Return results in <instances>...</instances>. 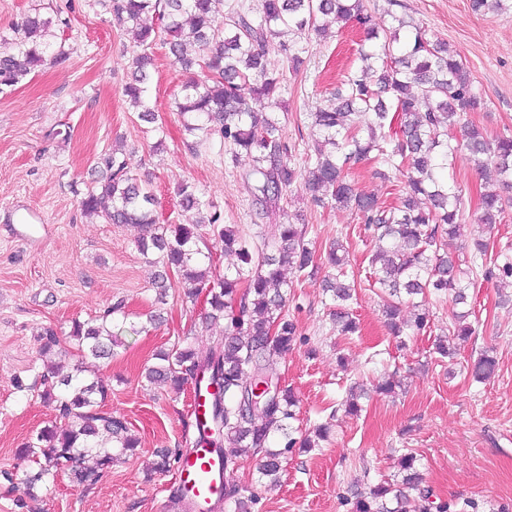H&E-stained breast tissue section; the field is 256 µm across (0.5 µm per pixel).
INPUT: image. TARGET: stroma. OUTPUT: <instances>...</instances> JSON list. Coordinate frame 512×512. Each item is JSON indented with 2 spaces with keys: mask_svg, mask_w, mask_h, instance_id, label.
<instances>
[{
  "mask_svg": "<svg viewBox=\"0 0 512 512\" xmlns=\"http://www.w3.org/2000/svg\"><path fill=\"white\" fill-rule=\"evenodd\" d=\"M376 22L390 25L391 11L407 15L431 39L456 49L484 102L469 119L489 137L512 135V15L477 14L470 0H365ZM52 22L67 61L36 67L13 89L0 93V512H176L171 495L176 471L154 470L157 450L183 447L192 439L190 388L177 391L148 384L144 377L159 350L190 337L206 354L224 336L223 324H206L204 300L190 302L186 284L169 276L165 304L148 283L150 267L137 248L133 224H108L83 211L79 201L101 178L96 163L122 152L131 174L150 181L162 224H193L198 213L179 206L178 188L193 185L202 202L223 223L248 232L284 224L302 215L315 257H325L335 240L346 246L357 279L351 303L360 322L358 335H337L330 317L334 302L323 288L328 265L314 276L288 282L287 310L303 337L279 362L283 382L299 403L291 435L303 439L315 427L329 434L310 451L292 449L282 462L279 482L261 478L257 457L243 454L232 477L256 502L251 512H353L357 498L383 482H401V454L410 452L433 492L434 502H451L461 512H512V288L474 278L469 288L474 332L458 341L453 361L434 351L436 339L452 324L451 299L431 298L425 330L398 339L383 314L384 293L370 286L367 258L377 243L355 214L344 207L316 206L303 187H294L282 209L261 215L244 174L251 161L234 155L223 139L193 146L174 102L189 75L165 48L154 47L156 71L147 99L158 131L145 124L123 94L128 61L136 50L131 34L115 29L94 0H0V39L31 9ZM360 36L345 30L306 45L298 76L277 44L266 57L286 72L275 116L283 138L294 143V162L304 166L312 145L310 114L351 70L360 65ZM352 177L359 189L394 203L403 187L399 172L388 178L369 162ZM461 190L465 211L462 243L479 225L478 191L494 183L492 171H479L467 152L456 155L446 172ZM125 300L115 316L117 343L108 359L78 356L62 362L63 372L83 365L86 374L112 383L108 409L123 416L140 446L126 462L90 486L67 474L39 487L25 508H17L19 481L32 469L17 457L23 442L54 421L56 412L41 396L37 378L44 370L41 335L53 327L67 338L73 321L103 313ZM161 308L164 321L152 327L146 315ZM498 366L486 382H475L467 366L483 351ZM396 375L400 389L373 392V385ZM371 388L358 414L342 403L352 383Z\"/></svg>",
  "mask_w": 512,
  "mask_h": 512,
  "instance_id": "1",
  "label": "stroma"
}]
</instances>
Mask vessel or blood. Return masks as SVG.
Here are the masks:
<instances>
[{
    "label": "vessel or blood",
    "instance_id": "1",
    "mask_svg": "<svg viewBox=\"0 0 512 512\" xmlns=\"http://www.w3.org/2000/svg\"><path fill=\"white\" fill-rule=\"evenodd\" d=\"M177 472L188 491L189 512H209L220 497V458L211 448L201 445L183 457Z\"/></svg>",
    "mask_w": 512,
    "mask_h": 512
}]
</instances>
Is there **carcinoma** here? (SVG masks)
<instances>
[{
    "label": "carcinoma",
    "mask_w": 512,
    "mask_h": 512,
    "mask_svg": "<svg viewBox=\"0 0 512 512\" xmlns=\"http://www.w3.org/2000/svg\"><path fill=\"white\" fill-rule=\"evenodd\" d=\"M112 23L134 33L141 51L133 58L124 92L139 118L153 122L146 107L152 79L153 46L159 44L190 68L197 65L203 78H192L181 87L177 111L191 114L189 132L208 137L219 134L235 153L252 158L245 179L251 183L256 204L268 213L294 185L301 183L318 204L332 200L351 207L360 223L382 246L369 256L373 284L392 297L407 298L414 308L410 320L400 318V307L386 306L385 316L392 335L422 330L430 322L427 294L451 293L456 306L468 303V274H480L512 286V259L487 264L489 242L473 241L470 265L451 250L464 224L460 191L448 185L443 173L457 151L464 150L478 169L492 168L496 187L480 194L478 222L490 231L500 223L504 207L512 204V136L488 139L465 114L483 107L473 90L471 73L461 56L448 43L429 39L425 32L403 17H392L396 25L379 27L364 0H261L254 12L239 6L222 15L218 0H97ZM342 29L357 27L362 33L357 49L361 66L346 76L342 87L328 103L313 113L316 129L314 155L299 169L292 163L295 146L282 137L276 119L266 112L279 97L286 77L270 71L265 47L279 39L288 60V72L296 75L304 64L305 47L298 39L321 40L327 22ZM51 21L37 12L29 14L15 37L0 52V91L20 83L31 68L50 61L60 65L68 54L53 41ZM457 125L461 138L449 134ZM374 161L403 171L402 194L394 206L356 187L350 170L362 161ZM104 183L80 200L86 212L99 214L108 224H141L150 228L137 240L144 253L157 255L160 265L153 285L165 293L167 272L176 271L189 285L188 297L209 289L207 319L224 321V338L208 355L201 356L184 339L158 354L159 363L147 368L149 383L179 387L197 375L206 374L217 387L211 405V426L201 431L193 446L206 443L224 460V471L238 467L236 455L226 445L253 449L259 455L257 472L276 477L282 458L296 441L290 437L296 417V399L288 387L278 385L274 395L252 402L260 383L279 380L278 364L300 336L297 322L285 312L288 285L283 271L298 277L316 272L313 254L305 239L306 229L297 224H273L267 231L250 236L236 224H224L213 212L195 224H159L156 197L149 185L129 175L125 157L115 152L100 158ZM184 209L202 206L194 186L179 190ZM224 252L238 257L240 265L212 271L211 255L198 248L204 233ZM327 263L336 270L328 288L336 301L332 321L342 336L359 331L348 301L355 283L349 280L346 248L338 241L330 246ZM117 303L100 323L75 321L70 337L77 350L96 358L112 356V334L108 318L123 312ZM469 312L453 314L454 336L472 335L466 322ZM47 370L42 396L54 403V423L22 444L19 453L33 458L37 470L23 479L26 494L48 482L60 469H68L79 485L94 483L114 461L132 452L138 438L126 420L105 409L111 386L96 377L87 380L77 368L59 374L56 356L64 353L56 333L48 329L41 347ZM496 358L485 353L471 367L480 382L495 371ZM281 437L284 446L271 448ZM191 449L159 453L156 470L166 473L179 457ZM416 457L402 458L406 471L401 483L375 487L370 496L359 498L354 512H406V490L419 491L421 512H430V492L421 488L422 476ZM243 488L227 478L222 507L234 505L248 512ZM438 512H453L454 504L442 503Z\"/></svg>",
    "instance_id": "obj_1"
}]
</instances>
